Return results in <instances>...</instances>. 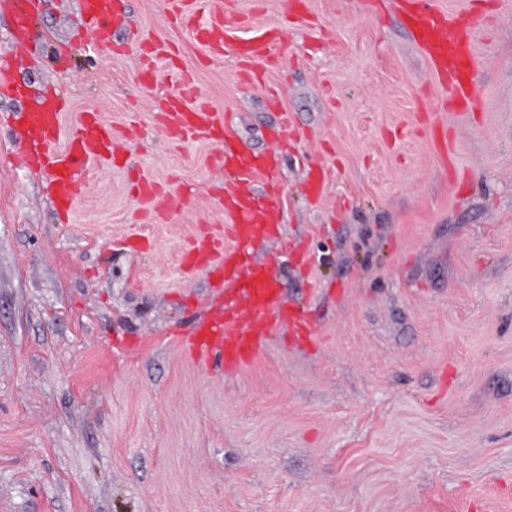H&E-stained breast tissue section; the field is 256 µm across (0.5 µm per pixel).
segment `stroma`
<instances>
[{
    "label": "stroma",
    "instance_id": "1",
    "mask_svg": "<svg viewBox=\"0 0 512 512\" xmlns=\"http://www.w3.org/2000/svg\"><path fill=\"white\" fill-rule=\"evenodd\" d=\"M42 2L0 113L54 83L71 101L57 147L91 109L123 147L90 163L65 223L22 125L0 128V512H512V0H433L474 28L465 112L399 0H217L239 32L284 33L256 84L165 0H128L254 147L285 118L300 132L280 233L312 261L271 240L252 253L321 339L279 334L223 377L185 348L224 307L220 277L182 264L224 228L221 147L168 134L174 84L142 88L138 48L88 50L79 0ZM145 181L185 205L139 196Z\"/></svg>",
    "mask_w": 512,
    "mask_h": 512
}]
</instances>
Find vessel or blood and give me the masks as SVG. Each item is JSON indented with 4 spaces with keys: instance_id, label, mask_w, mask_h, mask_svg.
<instances>
[{
    "instance_id": "b4317fda",
    "label": "vessel or blood",
    "mask_w": 512,
    "mask_h": 512,
    "mask_svg": "<svg viewBox=\"0 0 512 512\" xmlns=\"http://www.w3.org/2000/svg\"><path fill=\"white\" fill-rule=\"evenodd\" d=\"M40 0H0V14L11 15L17 50L27 48L29 23ZM405 27L412 41L423 51L432 70L446 81L449 95L461 107L471 100L470 84L464 78L472 60L470 31L461 19H451L435 11L430 0H405L401 7ZM81 25L97 51H109L117 32L127 41L142 44L143 36L133 29L127 0H82ZM236 21L221 13L209 14L207 21L193 25V40L213 54H233L257 67L275 55L278 37L259 32L246 37L234 34ZM175 49L166 43L154 44L142 57L143 73L158 79V59L173 58ZM178 89L167 102L161 122L170 135L181 140L219 139L220 159L227 175L218 202L224 211V237L209 240L204 248L224 271L225 281L235 287L223 316L197 325L187 340L194 360L220 374L233 373L252 363L274 339L281 327H288L296 341L312 342L316 325L304 314L292 310L281 298L267 272L268 264L254 260L249 252L253 241L268 238L272 227L280 225L286 195L280 186L275 151L257 152L239 137L232 121H218L205 105L189 102V76L174 74ZM13 57L0 55V96L17 94ZM69 105L54 86H47L26 115L27 133L37 146L36 163L48 171L46 189L69 209L81 192L87 164L110 158L115 133L97 114L78 122L68 134L63 150L54 141L60 121Z\"/></svg>"
}]
</instances>
